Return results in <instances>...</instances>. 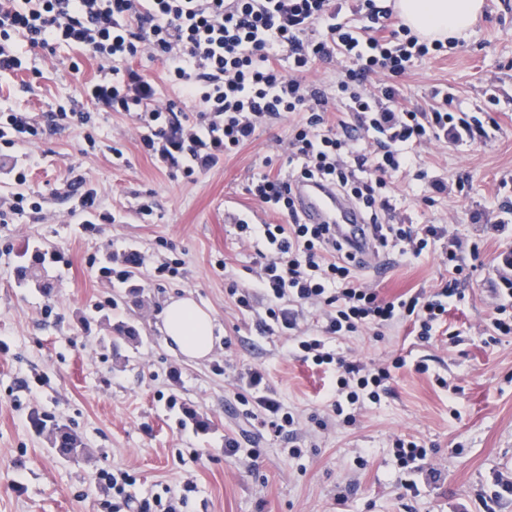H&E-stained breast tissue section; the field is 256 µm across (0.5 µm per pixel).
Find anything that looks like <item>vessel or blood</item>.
I'll use <instances>...</instances> for the list:
<instances>
[{
    "label": "vessel or blood",
    "instance_id": "vessel-or-blood-1",
    "mask_svg": "<svg viewBox=\"0 0 512 512\" xmlns=\"http://www.w3.org/2000/svg\"><path fill=\"white\" fill-rule=\"evenodd\" d=\"M297 205L307 223L329 224L343 236H353L360 218L346 200L329 188L305 182L294 188Z\"/></svg>",
    "mask_w": 512,
    "mask_h": 512
}]
</instances>
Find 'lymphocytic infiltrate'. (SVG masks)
I'll return each instance as SVG.
<instances>
[{
  "label": "lymphocytic infiltrate",
  "instance_id": "obj_1",
  "mask_svg": "<svg viewBox=\"0 0 512 512\" xmlns=\"http://www.w3.org/2000/svg\"><path fill=\"white\" fill-rule=\"evenodd\" d=\"M383 26L389 37H376ZM61 46L98 62L99 76L83 85L82 95L109 111L134 114L141 148L162 168L192 181L251 142L266 121L302 113L287 140V174L260 173L248 184L261 207L286 221L237 222L239 238L263 240L265 250L251 287L238 290L236 303L245 310L254 294L265 297L258 322L263 331L273 322L295 329L291 304L327 306L323 335L297 337L296 348L303 361L332 367V410L343 424L354 423L345 405L379 399L393 370L406 361L398 356L368 367L327 352L326 338L407 319L418 341H430L449 300L463 296L464 268L448 253V277L433 293L384 300L360 279L355 256L330 225L303 222L293 186L304 180L334 185L359 210L379 247L417 256L444 238L442 224L387 223L396 210L389 181L406 168L413 146L445 137L471 142L489 133L453 108L447 90L433 89L444 106L428 111L404 106L395 81L376 84L382 73L396 80L413 60L446 52L443 41L420 39L378 0H0V77L27 70L30 51L49 59ZM136 56L164 64L179 102L154 105L155 87L128 65ZM319 61L342 66L337 101L307 79ZM185 102L197 108L198 120L183 112ZM44 134L27 113H0V144L7 148L0 153V174L20 187L9 204L12 214L42 209L40 194L26 183L27 148ZM99 484L111 512H182L194 489L188 483L183 493L137 501L122 470L100 473Z\"/></svg>",
  "mask_w": 512,
  "mask_h": 512
}]
</instances>
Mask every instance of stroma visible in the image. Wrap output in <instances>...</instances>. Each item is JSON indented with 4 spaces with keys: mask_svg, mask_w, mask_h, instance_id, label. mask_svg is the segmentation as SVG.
Listing matches in <instances>:
<instances>
[{
    "mask_svg": "<svg viewBox=\"0 0 512 512\" xmlns=\"http://www.w3.org/2000/svg\"><path fill=\"white\" fill-rule=\"evenodd\" d=\"M31 65L0 83V110L42 121L74 106L91 119L29 147V184L44 194L43 212L0 221V512H102L98 476L112 469L131 475L139 499L193 481L183 512H512V496L496 493L512 482V335L493 341L488 332L498 307L512 311V223L501 221L498 193L501 180H512V0H485L467 39L415 61L398 79L408 106L428 107L432 88L444 86L457 109L495 133L416 148L429 178L447 180L446 193L411 176L393 181V223L444 224L449 234L416 257L385 248L384 267L360 276L388 300L428 292L447 277L453 250L466 265L464 296L444 317L446 342H419L402 323L327 339L328 350L363 364L407 360L352 425L330 408L333 371L303 361L293 331L258 329L262 295L245 311L229 292L250 281L264 247L241 241L232 217L283 221L260 208L247 185L253 174L287 170L286 155L271 146L287 138L293 117L261 126L191 182L142 151L134 115L75 102L79 86L98 76L95 60L64 46L50 62L32 55ZM71 163L115 223L89 227L70 216L72 200L53 189ZM146 196L154 213L143 219L137 206ZM121 245L141 258L132 290L99 274ZM37 255L53 283L47 292L17 277ZM165 258L179 259L178 274L155 277ZM186 293L211 309L222 335L198 363L171 354L158 329L165 301ZM121 325L134 328L136 340L121 337ZM253 371L265 396L293 414L290 433H275L266 411L250 415L241 404ZM35 410L73 428L84 454H54L30 421ZM190 410L209 420L207 433L194 430ZM399 436L428 450L411 492L400 485ZM228 438L259 457H226Z\"/></svg>",
    "mask_w": 512,
    "mask_h": 512,
    "instance_id": "obj_1",
    "label": "stroma"
}]
</instances>
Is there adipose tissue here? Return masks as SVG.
<instances>
[{"label": "adipose tissue", "mask_w": 512, "mask_h": 512, "mask_svg": "<svg viewBox=\"0 0 512 512\" xmlns=\"http://www.w3.org/2000/svg\"><path fill=\"white\" fill-rule=\"evenodd\" d=\"M484 0H394L393 9L423 39L457 38L473 25ZM167 346L190 360L206 358L214 348V320L193 298L167 301L162 313Z\"/></svg>", "instance_id": "adipose-tissue-1"}]
</instances>
